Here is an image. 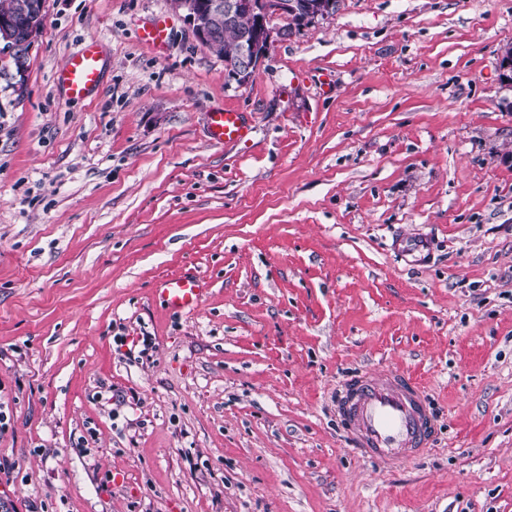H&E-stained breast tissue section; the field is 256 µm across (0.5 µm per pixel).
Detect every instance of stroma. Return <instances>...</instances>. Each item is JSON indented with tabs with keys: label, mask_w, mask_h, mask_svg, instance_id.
<instances>
[{
	"label": "stroma",
	"mask_w": 512,
	"mask_h": 512,
	"mask_svg": "<svg viewBox=\"0 0 512 512\" xmlns=\"http://www.w3.org/2000/svg\"><path fill=\"white\" fill-rule=\"evenodd\" d=\"M45 12L24 81L0 53V512H512V0H338L244 84L172 0ZM386 366L439 424L397 464L336 419ZM168 38L169 32L166 20L161 16L155 17L139 33L140 41L156 54L164 52ZM105 72L102 43L88 37L56 74V83L69 100H82L99 90ZM245 113L229 108H215L208 112L207 130L210 141L217 145H226L247 138L252 128ZM206 290L202 278L190 271L162 279L156 288L168 309L188 313L200 309Z\"/></svg>",
	"instance_id": "obj_1"
}]
</instances>
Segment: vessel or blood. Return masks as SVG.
<instances>
[{
    "label": "vessel or blood",
    "mask_w": 512,
    "mask_h": 512,
    "mask_svg": "<svg viewBox=\"0 0 512 512\" xmlns=\"http://www.w3.org/2000/svg\"><path fill=\"white\" fill-rule=\"evenodd\" d=\"M169 38L164 18L155 17L139 34L140 41L163 53ZM105 57L99 38L85 39L56 74V83L70 100H82L99 90ZM209 139L217 145L247 138L252 128L243 112L216 108L207 114ZM158 293L175 312L200 309L206 284L185 271L162 279ZM336 411L348 432L351 446L362 457L395 462L418 457L433 448L436 420L421 385L396 368L375 370L346 379L337 391Z\"/></svg>",
    "instance_id": "b4317fda"
}]
</instances>
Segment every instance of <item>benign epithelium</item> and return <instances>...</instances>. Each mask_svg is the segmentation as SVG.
Instances as JSON below:
<instances>
[{
  "label": "benign epithelium",
  "instance_id": "obj_1",
  "mask_svg": "<svg viewBox=\"0 0 512 512\" xmlns=\"http://www.w3.org/2000/svg\"><path fill=\"white\" fill-rule=\"evenodd\" d=\"M184 13V21L193 37L203 46L212 42L217 26L235 27L247 20L240 31L238 49L226 69L239 82L248 81L256 73L271 45L284 37L285 29L271 26V21L282 15L311 23L327 16L329 6L322 0H174Z\"/></svg>",
  "mask_w": 512,
  "mask_h": 512
}]
</instances>
